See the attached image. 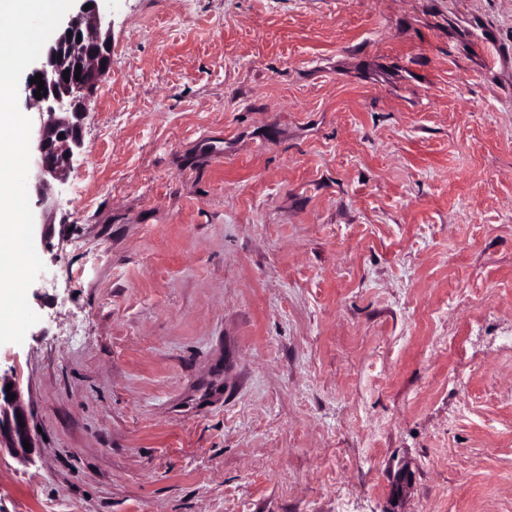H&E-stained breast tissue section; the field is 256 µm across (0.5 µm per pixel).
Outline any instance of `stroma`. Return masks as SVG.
<instances>
[{"label": "stroma", "instance_id": "obj_1", "mask_svg": "<svg viewBox=\"0 0 512 512\" xmlns=\"http://www.w3.org/2000/svg\"><path fill=\"white\" fill-rule=\"evenodd\" d=\"M105 21L0 512H512V0Z\"/></svg>", "mask_w": 512, "mask_h": 512}]
</instances>
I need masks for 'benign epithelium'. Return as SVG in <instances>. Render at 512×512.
<instances>
[{"label":"benign epithelium","instance_id":"obj_1","mask_svg":"<svg viewBox=\"0 0 512 512\" xmlns=\"http://www.w3.org/2000/svg\"><path fill=\"white\" fill-rule=\"evenodd\" d=\"M101 0H81L79 10L71 15L47 46L40 63L25 80L27 102L39 108L40 124L36 129L37 190L44 198L50 180L64 181L71 169L76 150L83 146V129L88 117L87 102L99 83L96 75L112 67L109 30L102 29L104 13ZM92 7H86V4ZM81 70H76V67ZM69 71V79L63 72ZM80 79H75V73ZM42 74L47 95L35 97L37 84L30 82ZM64 137H59V134ZM12 379L0 376V452L8 451L23 463L32 460L37 450L28 413L18 385L7 388ZM15 399L7 400L8 394ZM24 425H19V422ZM28 441L26 451L22 441Z\"/></svg>","mask_w":512,"mask_h":512}]
</instances>
